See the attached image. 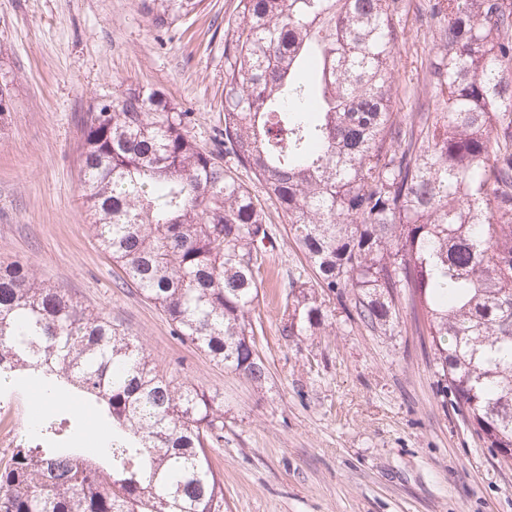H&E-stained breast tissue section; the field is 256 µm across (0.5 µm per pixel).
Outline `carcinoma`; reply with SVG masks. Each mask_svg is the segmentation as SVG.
<instances>
[{
	"label": "carcinoma",
	"mask_w": 512,
	"mask_h": 512,
	"mask_svg": "<svg viewBox=\"0 0 512 512\" xmlns=\"http://www.w3.org/2000/svg\"><path fill=\"white\" fill-rule=\"evenodd\" d=\"M205 0H143L159 32ZM405 0H238L224 28V146L288 223L314 277L293 278L281 335L373 333L408 313L488 448H512V0H425L427 110L394 112ZM190 113L130 85L80 118V196L99 247L174 332L264 385L252 311L272 233L264 207ZM56 378L101 403L108 462L21 441L0 512H225L209 449L224 405L174 384L112 319L19 263L0 265V384Z\"/></svg>",
	"instance_id": "obj_1"
}]
</instances>
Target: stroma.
<instances>
[{
    "label": "stroma",
    "instance_id": "obj_1",
    "mask_svg": "<svg viewBox=\"0 0 512 512\" xmlns=\"http://www.w3.org/2000/svg\"><path fill=\"white\" fill-rule=\"evenodd\" d=\"M394 21L403 30L395 110L415 119L425 99L430 28L422 0ZM237 0L157 32L141 0H0V261L66 289L143 344L160 372L224 400V440L210 457L228 512H512V465L443 404L419 337L402 325L369 331L344 306L336 331L282 336L284 294L303 255L273 204L274 248L253 318L268 368L262 389L183 342L166 316L126 284L92 236L80 199V116L128 85L158 89L192 114V135L218 150L224 114V27ZM45 416L83 438L112 428L102 407L65 384Z\"/></svg>",
    "mask_w": 512,
    "mask_h": 512
}]
</instances>
